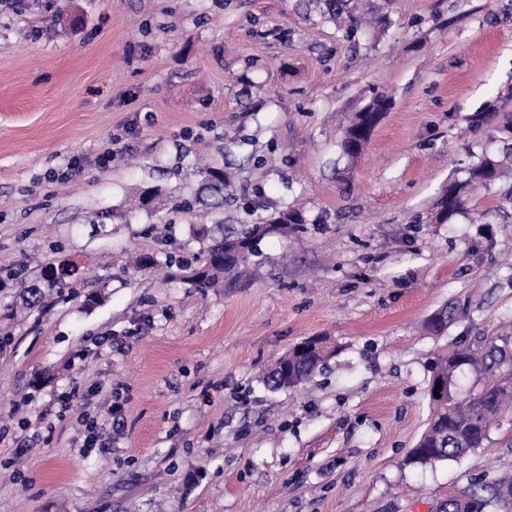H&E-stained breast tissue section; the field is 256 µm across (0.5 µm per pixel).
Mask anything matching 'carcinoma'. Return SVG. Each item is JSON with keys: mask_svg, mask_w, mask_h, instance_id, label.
Returning a JSON list of instances; mask_svg holds the SVG:
<instances>
[{"mask_svg": "<svg viewBox=\"0 0 512 512\" xmlns=\"http://www.w3.org/2000/svg\"><path fill=\"white\" fill-rule=\"evenodd\" d=\"M321 5L320 16L332 22L342 31L343 37L352 40L361 30V20L356 15V0H315ZM391 104L383 95L373 96L354 120L344 129L340 141L343 154L358 156L367 139L361 135L370 118H381L386 107ZM200 178L195 190V200H184L181 208L186 212L198 211L203 216H211V221L191 225L192 239L199 243L196 256L198 265L192 269L191 281L197 288H216L224 280H240L248 276L250 266L257 264L258 242L288 233L304 231L306 219L297 209L278 211L258 224H227L224 222V204L235 200L231 181L224 169L214 165L195 167ZM498 175V164L484 160L471 171L468 184L487 185ZM159 189L148 186L141 190L132 203V208L148 217L156 212ZM463 191L453 187L448 197L438 203L437 214L451 219L464 208ZM49 263H39L37 276L23 283L10 307L11 314L36 309L43 297L55 288H65L79 276V267H72L68 276H53L47 272ZM331 352L322 346L308 356L296 359H279L265 373L261 380L270 388L294 389L312 378L324 368ZM288 362V384L279 377L280 366ZM464 366L488 372L493 380L482 392L467 401L456 397L457 375ZM437 367L442 369L448 382L451 403L448 412L438 414L430 410L431 416L425 432L411 449L404 465L433 466L440 462L459 459L482 447L490 430L502 413L512 408V386L500 384L499 376L503 368L512 370V349L508 340L503 345H493L492 349L477 351L469 347L454 351L442 357ZM443 512H512V475L494 477L488 483H474L469 488L448 495L443 501Z\"/></svg>", "mask_w": 512, "mask_h": 512, "instance_id": "obj_1", "label": "carcinoma"}]
</instances>
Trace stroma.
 Masks as SVG:
<instances>
[{"mask_svg":"<svg viewBox=\"0 0 512 512\" xmlns=\"http://www.w3.org/2000/svg\"><path fill=\"white\" fill-rule=\"evenodd\" d=\"M375 6L349 42L303 0H0V512H433L512 473L510 414L462 460L401 464L438 354L512 336V0ZM379 93L394 104L348 158L341 131ZM198 157L251 203L231 223L308 219L237 288L166 263L199 249L176 209ZM484 158L501 177L429 223ZM148 173L165 207L127 215ZM36 257L86 277L10 320ZM313 336L326 371L268 390L261 368ZM89 419L111 448L84 447Z\"/></svg>","mask_w":512,"mask_h":512,"instance_id":"stroma-1","label":"stroma"}]
</instances>
